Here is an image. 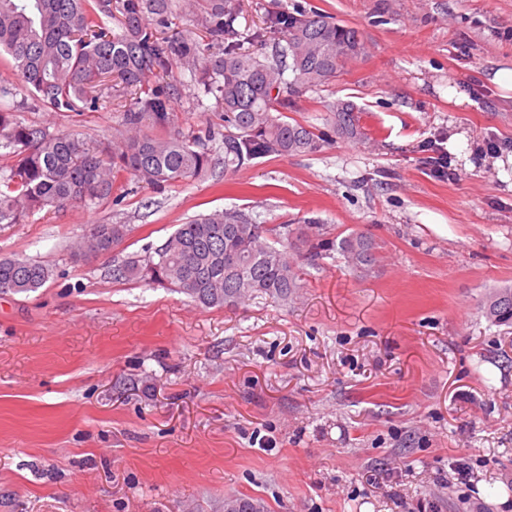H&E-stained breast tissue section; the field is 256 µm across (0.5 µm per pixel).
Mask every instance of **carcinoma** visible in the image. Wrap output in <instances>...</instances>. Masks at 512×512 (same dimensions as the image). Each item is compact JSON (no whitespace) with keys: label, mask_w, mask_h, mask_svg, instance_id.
Returning <instances> with one entry per match:
<instances>
[{"label":"carcinoma","mask_w":512,"mask_h":512,"mask_svg":"<svg viewBox=\"0 0 512 512\" xmlns=\"http://www.w3.org/2000/svg\"><path fill=\"white\" fill-rule=\"evenodd\" d=\"M173 0H0V54H7L25 90L56 112H95L104 100L102 76L131 94L112 143L76 131H51L0 110V147L9 163L0 174V225L75 205L101 204L127 174L154 189L205 175L209 158L202 137L162 134L170 123V92L150 85L173 66L198 72L197 84L224 112V166L241 167L267 155L317 151L324 134L285 120L291 98L319 90L364 50L361 33L319 13L274 12L253 32L259 50L239 51L232 0H191L193 29L165 35ZM221 46L210 51V44ZM331 131L360 138L352 105L325 104ZM126 224H95L79 250L104 254L128 234ZM308 220L283 225L272 241L246 216L215 211L180 224L164 243L133 254L115 269L130 282L169 288L204 308L222 309L266 295L286 302L301 288L293 241L314 254L338 250L364 276L377 261L371 239L351 233L335 243ZM54 277L52 265L24 257L0 258V292L28 294ZM485 317L512 325V286L490 293ZM224 512H264L251 499L228 496Z\"/></svg>","instance_id":"1"}]
</instances>
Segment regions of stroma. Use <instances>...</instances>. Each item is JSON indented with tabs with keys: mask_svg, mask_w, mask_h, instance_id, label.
<instances>
[{
	"mask_svg": "<svg viewBox=\"0 0 512 512\" xmlns=\"http://www.w3.org/2000/svg\"><path fill=\"white\" fill-rule=\"evenodd\" d=\"M237 28L317 11L365 51L290 121L329 131L354 105L364 140L224 165L155 191L121 176L111 201L0 226V257L55 266L26 295L0 293V512H512V327L483 296L512 285V0H235ZM169 131L223 127L189 71L168 79ZM465 94L448 101L449 86ZM0 109L110 142L119 108L57 112L0 59ZM446 153L451 178L432 171ZM213 210L273 229L319 221L372 238L363 279L341 255H302L301 288L205 309L113 271ZM94 224H126L110 253L76 256Z\"/></svg>",
	"mask_w": 512,
	"mask_h": 512,
	"instance_id": "obj_1",
	"label": "stroma"
}]
</instances>
